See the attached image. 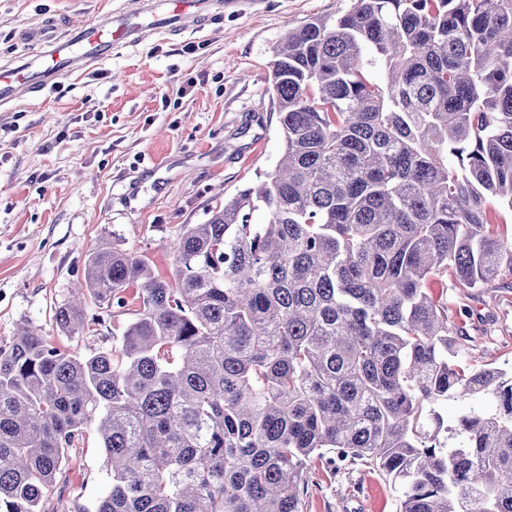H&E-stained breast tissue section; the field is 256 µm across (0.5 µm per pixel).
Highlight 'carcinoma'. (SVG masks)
Listing matches in <instances>:
<instances>
[{"label": "carcinoma", "instance_id": "1", "mask_svg": "<svg viewBox=\"0 0 512 512\" xmlns=\"http://www.w3.org/2000/svg\"><path fill=\"white\" fill-rule=\"evenodd\" d=\"M271 90L281 157L181 225L171 277L89 253L55 324L131 315L112 349L0 340V512H39L92 425L96 512H302L315 463L400 512H512V373L455 360L445 282L512 270V0H356L288 30Z\"/></svg>", "mask_w": 512, "mask_h": 512}]
</instances>
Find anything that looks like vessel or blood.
<instances>
[{"mask_svg":"<svg viewBox=\"0 0 512 512\" xmlns=\"http://www.w3.org/2000/svg\"><path fill=\"white\" fill-rule=\"evenodd\" d=\"M223 14L224 0H138L135 9H111L60 33L47 24L25 31L24 41L35 42L38 49L0 64V110L64 77L96 70L118 48L141 45L159 34L196 33Z\"/></svg>","mask_w":512,"mask_h":512,"instance_id":"obj_1","label":"vessel or blood"}]
</instances>
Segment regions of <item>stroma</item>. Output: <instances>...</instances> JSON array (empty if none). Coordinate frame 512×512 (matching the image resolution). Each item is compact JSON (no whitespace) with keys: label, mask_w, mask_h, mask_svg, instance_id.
I'll use <instances>...</instances> for the list:
<instances>
[{"label":"stroma","mask_w":512,"mask_h":512,"mask_svg":"<svg viewBox=\"0 0 512 512\" xmlns=\"http://www.w3.org/2000/svg\"><path fill=\"white\" fill-rule=\"evenodd\" d=\"M117 0H0V57L20 52L29 27L57 30ZM354 0H228L224 16L194 34L119 49L91 73L0 112V340L29 322L57 342L54 313L82 280L100 242L144 256L169 275L181 225L274 168L283 148L269 90L273 48L286 28L348 12ZM188 94H179L181 86ZM448 317L481 356L512 370V276L448 291ZM126 316L87 304L75 346L111 349ZM303 512H399V493L379 472L312 465ZM111 478L95 429L40 512H95Z\"/></svg>","instance_id":"1"}]
</instances>
